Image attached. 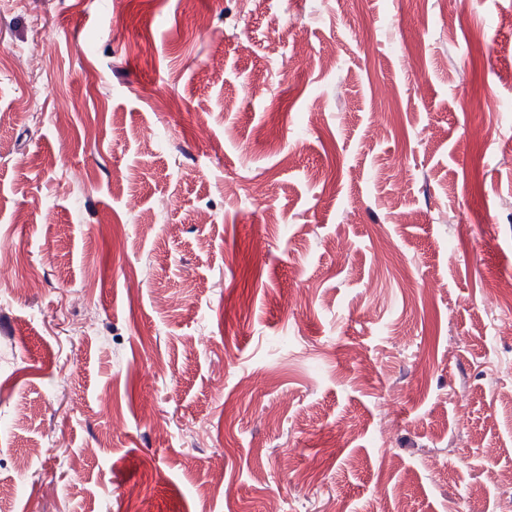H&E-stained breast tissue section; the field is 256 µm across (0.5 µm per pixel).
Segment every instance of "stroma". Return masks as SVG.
I'll use <instances>...</instances> for the list:
<instances>
[{"label": "stroma", "mask_w": 512, "mask_h": 512, "mask_svg": "<svg viewBox=\"0 0 512 512\" xmlns=\"http://www.w3.org/2000/svg\"><path fill=\"white\" fill-rule=\"evenodd\" d=\"M504 280L512 0H0V512H500Z\"/></svg>", "instance_id": "obj_1"}]
</instances>
